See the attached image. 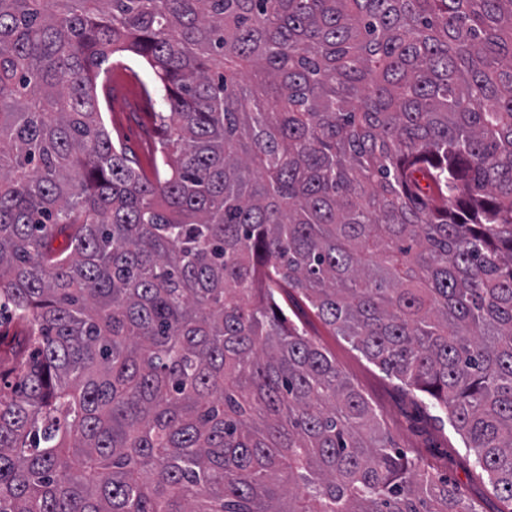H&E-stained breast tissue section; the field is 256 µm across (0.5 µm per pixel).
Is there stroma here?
I'll list each match as a JSON object with an SVG mask.
<instances>
[{
    "instance_id": "obj_1",
    "label": "stroma",
    "mask_w": 512,
    "mask_h": 512,
    "mask_svg": "<svg viewBox=\"0 0 512 512\" xmlns=\"http://www.w3.org/2000/svg\"><path fill=\"white\" fill-rule=\"evenodd\" d=\"M105 123L113 141L120 143L129 157L140 161L154 154L160 135L153 124L145 121L136 97H128L122 111L106 113ZM293 309L309 337L372 403L396 448L430 465L433 474L447 476L478 512H506L507 503L494 494L472 453L448 424L437 420L433 408L410 394L343 337L335 335L304 304H294Z\"/></svg>"
}]
</instances>
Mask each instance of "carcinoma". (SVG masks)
Masks as SVG:
<instances>
[{"label": "carcinoma", "mask_w": 512, "mask_h": 512, "mask_svg": "<svg viewBox=\"0 0 512 512\" xmlns=\"http://www.w3.org/2000/svg\"><path fill=\"white\" fill-rule=\"evenodd\" d=\"M285 286L512 502V0H0V512H477ZM118 59L121 60L122 63L118 65L112 63L109 67L110 71L108 74H112V79L116 75L129 77L142 89H148L155 100L157 108L156 79L147 63L144 60L131 55H125L124 53H120ZM102 101L106 127L113 141L120 143L129 157L145 165L148 161L144 156L149 154L152 158L160 138L153 123H147L143 117L142 112L150 111L148 103L138 105L137 98L130 96L124 102L123 112H109L103 97ZM291 307L304 322L309 337L372 403L396 448L430 465L434 475H448L461 497L473 503L479 512L511 508L494 494L487 478L476 467L473 454L463 448L460 436L446 419L444 424L436 420L438 414L433 408L410 394L342 336H336L304 304L299 302Z\"/></svg>", "instance_id": "obj_1"}]
</instances>
